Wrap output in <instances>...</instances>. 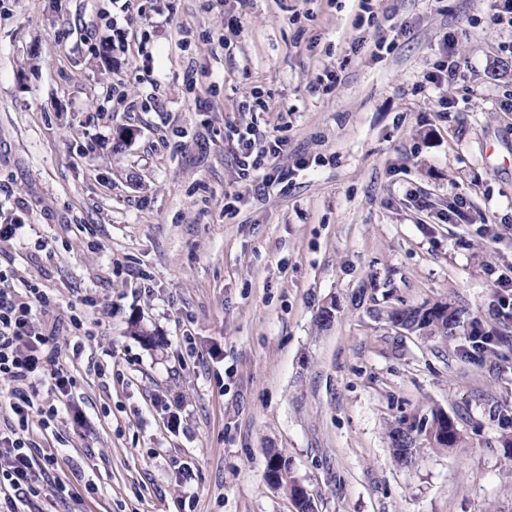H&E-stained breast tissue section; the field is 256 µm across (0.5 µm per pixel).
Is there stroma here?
Here are the masks:
<instances>
[{
    "label": "stroma",
    "mask_w": 512,
    "mask_h": 512,
    "mask_svg": "<svg viewBox=\"0 0 512 512\" xmlns=\"http://www.w3.org/2000/svg\"><path fill=\"white\" fill-rule=\"evenodd\" d=\"M372 6L397 31L378 57L356 0H0V217L27 226L0 268L90 336L63 354L83 426L33 438L97 489L43 512H182V463L195 512H296L273 449L316 512H512V26L489 0ZM448 38L466 68L430 82ZM244 121L287 141L288 188L240 176ZM370 286L455 300L494 341L398 333L355 306ZM432 408L461 447L400 465L391 427ZM268 457V460H267V465H266V470H267V477H268V481L270 482L269 480V475L271 474H278V472H280L282 470V468H285V469H288V473H286L285 471H282V474H283V477L284 478H287L288 477V484L287 483H283V482H270L271 484H273L274 486H284L290 493V496L295 504V507L297 509L298 512H315V504H314V499L313 497H307V496H302V497H297L296 495V492H295V484H296V480L290 476V467H289V460L280 452H273V451H270L267 455Z\"/></svg>",
    "instance_id": "obj_1"
}]
</instances>
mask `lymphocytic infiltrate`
<instances>
[{
  "mask_svg": "<svg viewBox=\"0 0 512 512\" xmlns=\"http://www.w3.org/2000/svg\"><path fill=\"white\" fill-rule=\"evenodd\" d=\"M237 145L236 162L243 175H261L267 186L290 181L291 169L266 173L271 159L285 152V141L260 148L254 128L248 126L238 133ZM47 304L40 288H14L0 271V407L9 414L7 429L0 432V491L6 492L11 510L44 498L72 497L76 483L85 480L80 473L71 479L57 477L58 453L39 452L30 437L33 428L53 431L61 419H81L72 397L75 378L62 363V347L41 325Z\"/></svg>",
  "mask_w": 512,
  "mask_h": 512,
  "instance_id": "1",
  "label": "lymphocytic infiltrate"
}]
</instances>
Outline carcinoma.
<instances>
[{"instance_id":"obj_1","label":"carcinoma","mask_w":512,"mask_h":512,"mask_svg":"<svg viewBox=\"0 0 512 512\" xmlns=\"http://www.w3.org/2000/svg\"><path fill=\"white\" fill-rule=\"evenodd\" d=\"M369 312L375 318L383 319L392 326L403 324V330L411 334L448 337L453 335L460 325L465 309L450 299L440 298L420 306L396 307L389 310L371 307ZM403 428L414 435V441L427 443L435 448H456L462 442L456 423L450 418L443 419L439 410L432 409L428 413L413 417L410 421L402 419L391 428L389 436L397 460L405 465L415 463L420 449L406 448L400 443L398 436L401 435ZM295 484L296 480L290 476L288 483L278 482L276 486H283L289 491L297 512H315L314 499L310 496H297Z\"/></svg>"}]
</instances>
